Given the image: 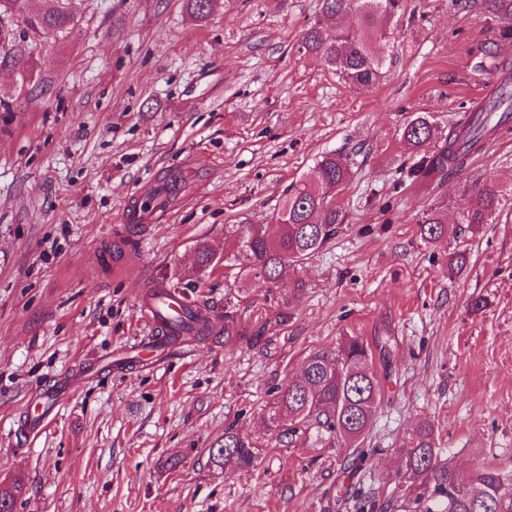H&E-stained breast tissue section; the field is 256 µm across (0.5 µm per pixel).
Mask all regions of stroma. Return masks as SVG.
<instances>
[{
	"mask_svg": "<svg viewBox=\"0 0 512 512\" xmlns=\"http://www.w3.org/2000/svg\"><path fill=\"white\" fill-rule=\"evenodd\" d=\"M384 70L357 92L299 51L320 0H221L195 21L184 0H75L69 33L6 26L0 50V484L14 512H336L339 484L407 495L401 448L435 429L458 474L512 467V208L459 224L479 178L512 184V137L463 171L410 183L400 133L419 114L448 127L487 101L499 74L474 67L496 44L482 0H400ZM353 178L320 251L267 286L225 257L226 226L275 230L288 186L325 153ZM176 181L167 209L131 226V201ZM439 211L448 236L425 243ZM208 243L211 266L196 272ZM468 251L461 273L448 257ZM164 284L233 314L246 339L187 340L155 369L89 375L143 331L139 305ZM484 299L473 310L475 299ZM368 343L382 384L362 467L350 449L277 442V386L344 338ZM73 388L38 436L22 432L45 386ZM234 427L255 467L209 450ZM419 220V233L421 239L427 243L438 241L447 236V223L443 221L440 214L435 211H426Z\"/></svg>",
	"mask_w": 512,
	"mask_h": 512,
	"instance_id": "1",
	"label": "stroma"
}]
</instances>
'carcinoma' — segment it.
I'll return each instance as SVG.
<instances>
[{"label":"carcinoma","mask_w":512,"mask_h":512,"mask_svg":"<svg viewBox=\"0 0 512 512\" xmlns=\"http://www.w3.org/2000/svg\"><path fill=\"white\" fill-rule=\"evenodd\" d=\"M74 0H53L47 9L28 13L23 23L37 34L48 29L65 32L74 27ZM186 10L204 21L213 11V0H184ZM485 11L499 23L498 40L512 42V0H483ZM399 0H321V12L330 18L351 14L358 18L353 29L331 32L317 24L307 29L301 49L320 55L336 74L359 91L376 86L383 67L377 44L388 39L391 15ZM505 73L496 95L465 120L442 129L427 115H417L403 127L402 139L420 159L411 173L433 182L461 171L484 145L512 131V93L508 91L512 65L495 64ZM351 170L344 157L326 153L317 161L313 176L289 185L277 217L278 232L269 234L261 224L234 225L225 237L234 238V257L243 259L248 275L273 284L283 272L318 253L335 235L344 216L329 198L328 191L347 184ZM474 202L459 213V224H490L512 202V187L479 179L474 181ZM421 239L427 243L447 236L448 228L435 211H426L418 221ZM224 332V343L238 341L243 334L233 318L224 315V329H218L209 310L191 307L178 321L172 341H204ZM380 381L369 368V351L357 338L342 343L336 354L315 352L304 361L301 372L278 388L269 410V428L277 439L295 443L300 436L316 447L329 448L343 442L364 460L367 440L380 401ZM259 448L233 428L224 429V441L209 451L216 466L248 470L254 467ZM401 452L408 479L417 484L413 495L403 502L395 499L381 504L356 490L351 495L356 512H512V470L481 463L464 476L457 475L436 448L433 425L424 421L405 439ZM24 482L16 478L0 488V512H12Z\"/></svg>","instance_id":"obj_1"}]
</instances>
